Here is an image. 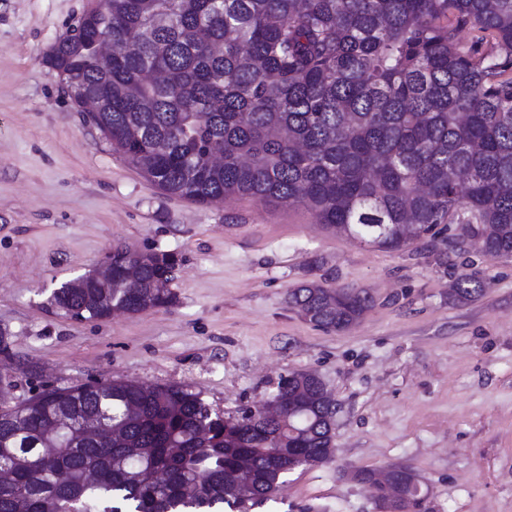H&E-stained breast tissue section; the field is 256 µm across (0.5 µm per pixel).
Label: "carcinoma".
Returning <instances> with one entry per match:
<instances>
[{
    "label": "carcinoma",
    "mask_w": 512,
    "mask_h": 512,
    "mask_svg": "<svg viewBox=\"0 0 512 512\" xmlns=\"http://www.w3.org/2000/svg\"><path fill=\"white\" fill-rule=\"evenodd\" d=\"M50 66L92 124L162 193L304 207L353 242L399 250L457 225L451 245L512 256V0H102ZM125 52L101 67L95 38ZM92 271L50 294L75 319L173 302L175 259ZM481 282L457 277L468 303ZM289 305L325 330L371 297L307 281ZM283 414L224 417L189 384H51L0 405V512H252L292 469L334 451L324 387L293 373ZM106 427L118 434L108 441ZM94 467L97 476L87 475Z\"/></svg>",
    "instance_id": "carcinoma-1"
}]
</instances>
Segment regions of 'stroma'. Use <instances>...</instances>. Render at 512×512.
Here are the masks:
<instances>
[{
	"label": "stroma",
	"mask_w": 512,
	"mask_h": 512,
	"mask_svg": "<svg viewBox=\"0 0 512 512\" xmlns=\"http://www.w3.org/2000/svg\"><path fill=\"white\" fill-rule=\"evenodd\" d=\"M96 0H0V328L16 388L93 380L189 384L236 415L281 377L316 374L338 404L335 455L289 472L261 512H379L352 472L404 466L418 512H512V260L444 240L356 244L300 207L164 195L129 166L44 61ZM176 256L171 306L76 320L53 288L113 248ZM481 280L478 300L449 293ZM314 280L372 308L343 332L288 303ZM482 294L481 282L469 275H459L455 281L450 298L454 302L468 303Z\"/></svg>",
	"instance_id": "stroma-1"
}]
</instances>
